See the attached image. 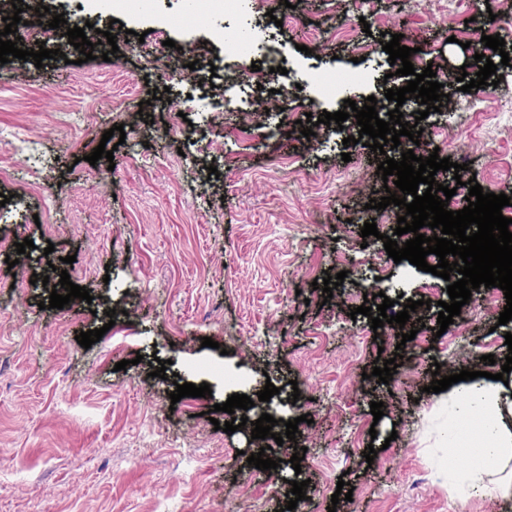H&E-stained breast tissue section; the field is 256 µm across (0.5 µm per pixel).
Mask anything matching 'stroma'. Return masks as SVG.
Wrapping results in <instances>:
<instances>
[{
    "label": "stroma",
    "instance_id": "obj_1",
    "mask_svg": "<svg viewBox=\"0 0 512 512\" xmlns=\"http://www.w3.org/2000/svg\"><path fill=\"white\" fill-rule=\"evenodd\" d=\"M42 2L67 27H86L95 49L80 62L67 28L42 24L21 30L20 48L43 45L60 57L0 64V169L8 171L0 193L11 198L0 206V512H282L297 476L309 482L307 512H512V499L476 496L459 506L436 478L430 464L446 443L430 421L427 390L437 366L500 372L511 351L512 322H498L505 296L487 295L465 335H438L446 281L388 257L383 238L397 214L368 206L386 194L383 155L344 145L349 132L338 126H316L307 138L300 125L304 114L343 107L318 97L308 82L315 69L366 73L359 104L404 83L380 52L385 34L401 35L415 69L432 68L451 100L466 101L456 79L478 72L483 36L500 34L512 53L503 19L512 5L492 20L477 15L475 0H452L448 10L298 0L297 22L279 27L268 13L283 10V0H244L242 11L186 31L165 22L187 0H148L138 15L111 11L109 0ZM359 17L369 32L350 29ZM113 19L119 50L106 62L98 33ZM221 28L276 51L280 71L260 53L224 46ZM192 61L203 83L187 82ZM497 71L502 79L487 86L479 111L461 122L447 114L422 152L467 164L464 181L512 198V68ZM164 86L168 99L149 100L148 89ZM230 95L255 105L210 107ZM75 112L88 117L78 130L67 122ZM118 124L126 138L112 159L87 162ZM17 132L37 145L34 156L15 151ZM369 220L379 234L365 238ZM27 238L34 250L17 255ZM12 255L19 262L10 268ZM64 271L90 301L40 309ZM341 271L332 296L313 288ZM385 296L398 311L403 299L418 301L425 323L406 344L418 360L386 385L371 372L376 359L393 357L400 329L375 331L352 314ZM111 321L119 331L108 342L77 343L80 332ZM205 337L214 347L202 346ZM151 356L168 361L177 380L151 376ZM120 361L127 367L119 371ZM204 382L211 396L171 402L176 384ZM269 382L279 395L257 401ZM235 393L255 398L249 420L299 419L294 440L268 452L278 468L248 464L258 450L250 430L214 428L228 413L208 420ZM374 401L384 404L378 420ZM298 446L307 452L296 470ZM341 478L353 495L335 505Z\"/></svg>",
    "mask_w": 512,
    "mask_h": 512
}]
</instances>
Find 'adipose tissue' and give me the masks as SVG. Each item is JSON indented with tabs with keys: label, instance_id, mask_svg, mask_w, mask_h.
<instances>
[{
	"label": "adipose tissue",
	"instance_id": "1",
	"mask_svg": "<svg viewBox=\"0 0 512 512\" xmlns=\"http://www.w3.org/2000/svg\"><path fill=\"white\" fill-rule=\"evenodd\" d=\"M510 402L512 386L483 377L455 383L436 396L435 416L457 420L473 415L484 430L479 458L469 467H456L448 455L433 462L437 475L447 480L459 504H467L477 494L512 497V424L503 414L504 404Z\"/></svg>",
	"mask_w": 512,
	"mask_h": 512
}]
</instances>
